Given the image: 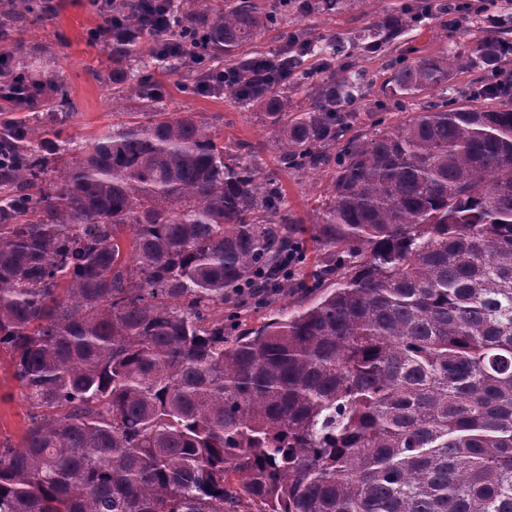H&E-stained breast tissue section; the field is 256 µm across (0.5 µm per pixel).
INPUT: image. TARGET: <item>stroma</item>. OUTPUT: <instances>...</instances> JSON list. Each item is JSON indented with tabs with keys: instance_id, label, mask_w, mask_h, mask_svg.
Here are the masks:
<instances>
[{
	"instance_id": "1",
	"label": "stroma",
	"mask_w": 512,
	"mask_h": 512,
	"mask_svg": "<svg viewBox=\"0 0 512 512\" xmlns=\"http://www.w3.org/2000/svg\"><path fill=\"white\" fill-rule=\"evenodd\" d=\"M406 0H338L334 9L317 8L289 15L286 28L269 29L262 37L259 51L277 48L285 30L302 31L316 40L336 33L347 37L361 35L371 24L398 19ZM462 20L453 16L433 15L417 26L399 33L389 45L374 54L347 52L334 58L336 71L350 70L363 75V97L353 109L357 119L352 135L361 136L378 129L380 123L399 121L405 113L420 111L424 98L394 99L386 86L394 73L396 61L420 55H438L474 45L489 30L487 16L503 14L512 0H463ZM87 0H59L51 20L28 25L23 38L36 42L44 54L57 57L61 75L75 106L72 118L62 125V135L86 143L93 142L112 123V109L107 98V55L100 44L89 41L87 33L101 19L91 13ZM165 95L170 108L184 107L209 123L225 142L240 145V157L251 160L259 174L276 175L288 201V213L297 223H319L333 176L332 169L294 171L279 164L261 114L235 103L231 98L213 99L204 95L181 93L176 75L146 61L143 67ZM30 407L8 362H0V440L10 439L20 445L29 423Z\"/></svg>"
}]
</instances>
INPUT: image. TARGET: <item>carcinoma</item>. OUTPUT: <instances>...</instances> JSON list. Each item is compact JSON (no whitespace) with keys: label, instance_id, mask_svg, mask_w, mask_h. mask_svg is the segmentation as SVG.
Wrapping results in <instances>:
<instances>
[{"label":"carcinoma","instance_id":"1","mask_svg":"<svg viewBox=\"0 0 512 512\" xmlns=\"http://www.w3.org/2000/svg\"><path fill=\"white\" fill-rule=\"evenodd\" d=\"M254 0H97L126 31L112 122L85 149L56 58L23 51L0 0V352L31 408L0 443V512H512V92L491 35L396 68L389 95H442L344 138L358 72L317 76L292 108L303 54L365 53L392 36H285L262 86L230 96L263 116L285 168L338 167L313 240V293L292 313L224 335L284 293L306 228L263 177L139 67L224 96V65L288 18ZM488 77L448 103L450 76Z\"/></svg>","mask_w":512,"mask_h":512}]
</instances>
